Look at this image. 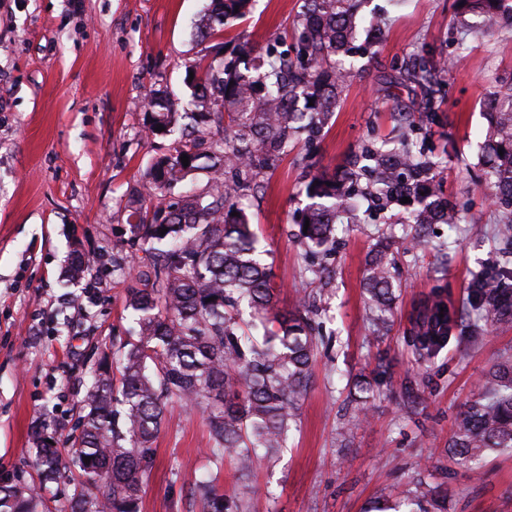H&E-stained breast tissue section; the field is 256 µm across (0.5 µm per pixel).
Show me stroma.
<instances>
[{
  "instance_id": "35a3bbf8",
  "label": "stroma",
  "mask_w": 512,
  "mask_h": 512,
  "mask_svg": "<svg viewBox=\"0 0 512 512\" xmlns=\"http://www.w3.org/2000/svg\"><path fill=\"white\" fill-rule=\"evenodd\" d=\"M209 0H0V485L36 482L35 432L57 443L78 433L82 401L100 351L127 336L125 311L135 282L112 270L127 251L135 208L161 195L147 175L172 153L175 137L149 134L150 91L180 100L192 93L186 71L215 41L248 43L257 53L294 50L302 0H253V8L217 39L196 25ZM354 75L317 131L296 135L287 153L244 190L239 205L274 273L278 307L291 309L301 288L324 287L317 320L332 339L319 351L286 448L258 461L241 479L232 460L210 462L205 415L169 405L144 477L140 512H205L195 490L202 474L217 494L245 484L265 488L250 512H364L395 499L429 462L448 489V512H512V450L494 455L483 482L464 473L446 480L445 450L457 413L479 379L512 350V326H492L463 350L448 344L418 364L405 342L418 304L444 290L467 305L473 273L502 263L500 216L481 180L478 145L488 122L493 79L512 81V27H487L459 0H362ZM461 57L442 75L439 109L413 82L392 84L415 58ZM409 139L439 166L444 194L464 212L441 225L423 250L405 231L407 207L363 199L336 220L334 269L321 284L294 237L313 174L334 173L364 148ZM387 244L402 292L380 337L368 325V255ZM95 266L71 278L75 254ZM420 381L427 406L403 408L406 377ZM365 378L383 394L371 420L343 442L340 428L352 382Z\"/></svg>"
}]
</instances>
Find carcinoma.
<instances>
[{
    "mask_svg": "<svg viewBox=\"0 0 512 512\" xmlns=\"http://www.w3.org/2000/svg\"><path fill=\"white\" fill-rule=\"evenodd\" d=\"M201 26L207 38L233 26L248 11L250 0H217ZM357 0H303L297 16L300 37L295 55L251 56L246 45L237 57H250L240 71L218 68L204 58L192 67L191 99L184 114L197 126L225 127L210 159L211 185L201 193L135 209L129 241L144 252V269L127 266L142 287L128 289L127 303L135 335L103 355L83 399L80 436L59 449L36 433L40 483L66 476L73 491L60 512H139L143 477L167 406L180 403L207 416L211 448L217 462L232 458L248 475L257 461L284 447L297 423L299 402L307 391L311 364L321 337L315 316L321 305L313 290L302 289L294 310L277 309L272 269L261 262L247 216L236 194L254 183V172L288 151L292 133L321 127L336 109L337 90L353 66L336 63L351 54ZM467 12L488 24L512 27V0H460ZM448 64L424 63L414 79L433 93L437 74ZM149 129L171 131L179 108L157 91L148 103ZM489 127L480 145L485 183L493 203L512 208V85L501 83L489 96ZM201 138L181 139L175 154L158 159L149 177L162 190L198 169ZM189 157L183 166L181 155ZM355 165L367 173L378 198L408 197L417 203L409 213L414 247L427 245L428 228L457 224L459 210L444 196L434 166L407 149L365 148ZM230 169L237 182L222 180ZM355 174L315 175L307 194L315 199L301 210L297 236L311 249L331 251L336 213L356 210ZM309 228H304V225ZM167 229L162 234L160 230ZM385 248L368 262V304L373 332L385 327L396 299L395 277ZM246 307L259 323L246 324ZM444 317H439V313ZM512 322V248L503 252L501 269L474 274L467 311H459L436 293L416 311L412 346L429 359L450 340L463 347L478 343L488 327ZM261 328L263 334L253 331ZM404 407L426 403L415 379L404 385ZM479 394L457 415L446 454L457 468L479 482L489 454L512 449V354L502 355L484 373ZM376 396L371 384H353L351 432L367 415ZM90 462H84V458ZM208 512H246L251 486L234 499L212 493L209 481H197ZM38 495L29 488L0 487V512H35ZM407 512H447V491L418 478L403 494Z\"/></svg>",
    "mask_w": 512,
    "mask_h": 512,
    "instance_id": "1",
    "label": "carcinoma"
}]
</instances>
